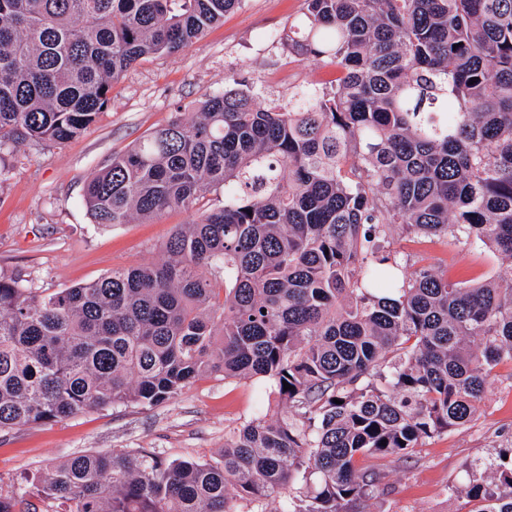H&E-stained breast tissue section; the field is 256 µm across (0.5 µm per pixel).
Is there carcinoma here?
<instances>
[{"instance_id": "obj_1", "label": "carcinoma", "mask_w": 512, "mask_h": 512, "mask_svg": "<svg viewBox=\"0 0 512 512\" xmlns=\"http://www.w3.org/2000/svg\"><path fill=\"white\" fill-rule=\"evenodd\" d=\"M242 2L0 0V151L81 135L129 67ZM280 41L336 78L264 107L227 75L87 183L112 225L224 187L159 261L45 296L0 276V435L205 376L266 380L286 412L225 433L211 462L114 448L51 464L0 512H32V485L56 512H355L380 484L358 457L465 425L512 365L511 280L389 249L400 231L450 236L512 262V0H305ZM490 467L471 512H512V448Z\"/></svg>"}]
</instances>
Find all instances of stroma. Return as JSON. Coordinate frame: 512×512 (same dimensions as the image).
Instances as JSON below:
<instances>
[{
    "mask_svg": "<svg viewBox=\"0 0 512 512\" xmlns=\"http://www.w3.org/2000/svg\"><path fill=\"white\" fill-rule=\"evenodd\" d=\"M305 9V0H246L225 14L202 39L174 55H154L132 65L112 85L111 100L82 137L64 143L26 142L0 152V276L42 294L94 281L112 269L160 260V246L177 225L195 214L172 209L148 222L95 223L84 201L91 174L138 137L165 126L178 112L197 111L236 75L262 97L287 95L297 86L333 78L310 60L274 42ZM401 257H425L433 266L499 278L512 263L492 253L445 239L396 237ZM278 398L257 380L200 379L175 398L152 407L92 410L42 426H26L0 438V492L38 468L86 452L152 448L167 459L211 460L224 446V432L260 413H274ZM512 446V366L495 370L474 419L462 428L425 439L411 457L365 456L357 467L379 472L380 491L358 512H471L463 492L467 463L492 461Z\"/></svg>",
    "mask_w": 512,
    "mask_h": 512,
    "instance_id": "stroma-1",
    "label": "stroma"
}]
</instances>
